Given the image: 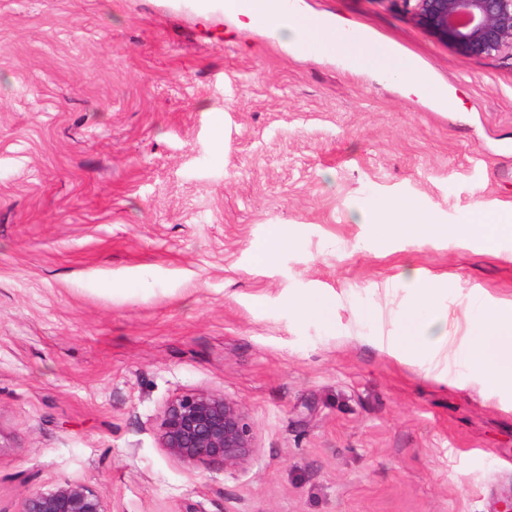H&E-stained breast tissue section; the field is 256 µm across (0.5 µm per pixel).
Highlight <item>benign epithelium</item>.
Masks as SVG:
<instances>
[{
    "instance_id": "1",
    "label": "benign epithelium",
    "mask_w": 512,
    "mask_h": 512,
    "mask_svg": "<svg viewBox=\"0 0 512 512\" xmlns=\"http://www.w3.org/2000/svg\"><path fill=\"white\" fill-rule=\"evenodd\" d=\"M414 21L464 58L512 54V0H403ZM161 447L184 463L249 464L258 452L249 416L235 400L198 390L169 400L159 419ZM21 512H107L88 486L64 482L29 489Z\"/></svg>"
}]
</instances>
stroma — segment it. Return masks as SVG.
Returning <instances> with one entry per match:
<instances>
[{
  "label": "stroma",
  "mask_w": 512,
  "mask_h": 512,
  "mask_svg": "<svg viewBox=\"0 0 512 512\" xmlns=\"http://www.w3.org/2000/svg\"><path fill=\"white\" fill-rule=\"evenodd\" d=\"M428 70L453 107L303 58L212 0H0V512L79 482L108 512H500L512 391L394 357L405 268L456 316L512 300V240L396 239L408 198L512 209V55L464 58L403 0H293ZM295 243L270 264L276 225ZM335 301L326 323L289 311ZM372 307L375 322L359 312ZM252 421L237 470L160 446L175 396ZM288 309L301 317H315L325 322L334 318L333 304L323 295H299L288 299Z\"/></svg>",
  "instance_id": "35a3bbf8"
}]
</instances>
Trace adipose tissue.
Segmentation results:
<instances>
[{"mask_svg":"<svg viewBox=\"0 0 512 512\" xmlns=\"http://www.w3.org/2000/svg\"><path fill=\"white\" fill-rule=\"evenodd\" d=\"M252 9L249 0H228V15L245 20L247 26L265 30L283 40L296 42L310 56L335 57L355 71H381L404 80L419 94H433L427 75L413 61L388 43L363 30L326 21H311L309 15L284 14L281 0H259ZM378 244L397 237L423 242L440 237L480 240L486 251L496 252L502 239H512V211L480 209L459 223H442L434 213L406 199L378 198L361 214ZM409 299L396 315V347L412 357H424L447 349L456 325L440 304L447 283L421 278L415 270L401 273ZM469 336L464 360L480 377L502 389H512V303L477 306L469 318Z\"/></svg>","mask_w":512,"mask_h":512,"instance_id":"ef3b65f1","label":"adipose tissue"}]
</instances>
